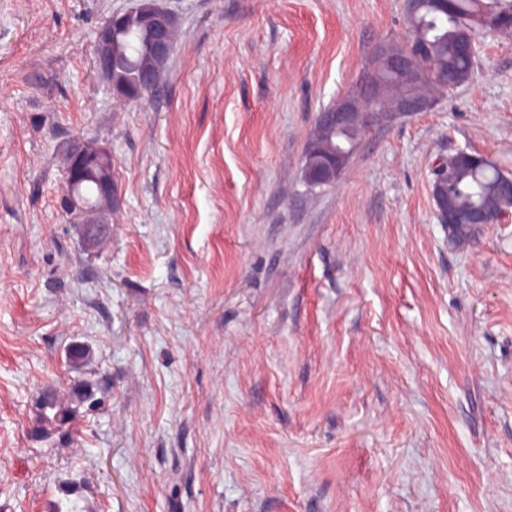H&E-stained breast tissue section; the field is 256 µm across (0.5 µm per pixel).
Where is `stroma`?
<instances>
[{"label": "stroma", "instance_id": "obj_1", "mask_svg": "<svg viewBox=\"0 0 512 512\" xmlns=\"http://www.w3.org/2000/svg\"><path fill=\"white\" fill-rule=\"evenodd\" d=\"M136 2L0 0V512L70 478L79 512H512V210L458 239L431 196L461 149L512 174V36L312 190L317 116L410 43L406 0H156L179 35L129 103L92 59ZM76 139L112 156L93 249ZM77 379L99 408L31 439Z\"/></svg>", "mask_w": 512, "mask_h": 512}]
</instances>
